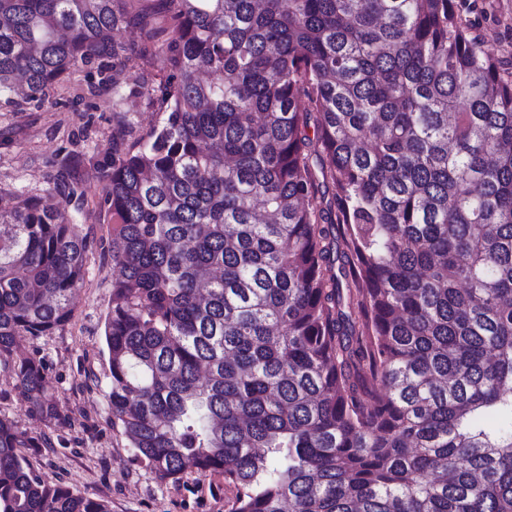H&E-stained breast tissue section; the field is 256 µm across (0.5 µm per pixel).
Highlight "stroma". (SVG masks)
<instances>
[{"label":"stroma","instance_id":"obj_1","mask_svg":"<svg viewBox=\"0 0 512 512\" xmlns=\"http://www.w3.org/2000/svg\"><path fill=\"white\" fill-rule=\"evenodd\" d=\"M463 17L485 50L503 66L512 65V0H469ZM163 76L159 50L153 47L135 68L110 71L106 90H99L97 76L82 68L50 90L41 108L16 112L0 104V196L46 195L53 160L74 151H109L118 114L149 130L158 115L134 87L155 85ZM77 229L89 235L92 247L72 318L50 335L25 336L19 342L21 353L45 363L59 416H35L7 368L0 366V417L29 436L50 437V446L27 451L45 482L103 498L112 512H229L235 491L222 476L193 471L175 484L158 482L113 426L104 337L112 260L101 242L106 234L102 225L83 217Z\"/></svg>","mask_w":512,"mask_h":512}]
</instances>
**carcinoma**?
<instances>
[{"label":"carcinoma","mask_w":512,"mask_h":512,"mask_svg":"<svg viewBox=\"0 0 512 512\" xmlns=\"http://www.w3.org/2000/svg\"><path fill=\"white\" fill-rule=\"evenodd\" d=\"M0 0V102L140 42L161 114L55 160L61 206L0 211V363L73 314L109 225L112 425L157 481L230 512H512V75L454 0ZM124 29L127 40L111 34ZM316 114L318 135L304 129ZM0 418V512H111L42 480Z\"/></svg>","instance_id":"carcinoma-1"}]
</instances>
